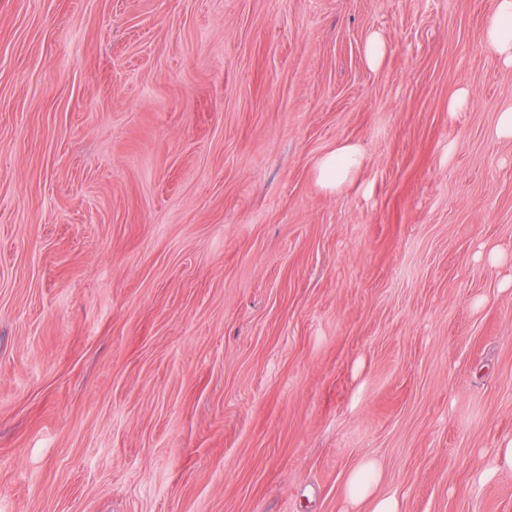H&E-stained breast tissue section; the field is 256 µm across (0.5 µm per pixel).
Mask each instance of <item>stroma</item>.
I'll return each mask as SVG.
<instances>
[{
	"instance_id": "stroma-1",
	"label": "stroma",
	"mask_w": 512,
	"mask_h": 512,
	"mask_svg": "<svg viewBox=\"0 0 512 512\" xmlns=\"http://www.w3.org/2000/svg\"><path fill=\"white\" fill-rule=\"evenodd\" d=\"M495 10L0 0V512H512ZM361 164L356 143L343 142L325 154L318 165V179L325 188L339 191L350 184ZM381 484L382 472L374 461H365L353 469L345 484L350 512H401L397 493L383 491Z\"/></svg>"
}]
</instances>
